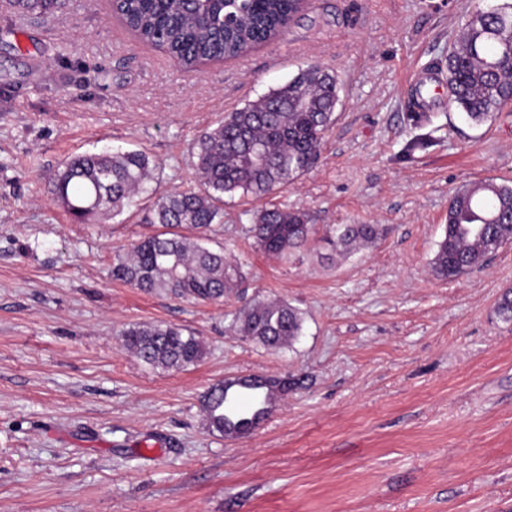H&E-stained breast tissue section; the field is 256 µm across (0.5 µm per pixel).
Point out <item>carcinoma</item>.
<instances>
[{
	"label": "carcinoma",
	"mask_w": 512,
	"mask_h": 512,
	"mask_svg": "<svg viewBox=\"0 0 512 512\" xmlns=\"http://www.w3.org/2000/svg\"><path fill=\"white\" fill-rule=\"evenodd\" d=\"M304 0H123L118 14L144 42L164 48L185 69L206 60L236 58L278 38ZM22 16H47L54 0H13ZM448 105L481 124L512 105V0H495L472 12L448 47ZM338 77L309 64L287 83L229 112L192 148L196 187L162 191L156 164L141 150H102L78 155L53 177L56 203L82 224L114 216L152 201L147 221L164 231L132 247L112 267V277L145 292L163 291L195 300L218 301L244 281L242 265L208 248L202 233L224 218V196L262 198L315 165L323 134L335 121ZM249 233L265 253L285 257L315 234L312 215L302 209L261 208ZM374 224H338L327 240L344 255L378 239ZM512 243V181L487 178L457 187L448 198V222L430 262L439 279L454 280L484 265ZM302 313L281 300H256L234 315V331L267 348L291 344L301 335ZM124 346L141 361L181 370L205 355L201 339L171 325L132 326ZM244 388L263 394L252 412L224 416L227 381L211 387L205 402L208 428L228 437L249 434L270 413L269 395L257 383Z\"/></svg>",
	"instance_id": "carcinoma-1"
}]
</instances>
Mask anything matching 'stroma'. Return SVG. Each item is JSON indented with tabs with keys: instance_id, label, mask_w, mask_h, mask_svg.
I'll use <instances>...</instances> for the list:
<instances>
[{
	"instance_id": "stroma-1",
	"label": "stroma",
	"mask_w": 512,
	"mask_h": 512,
	"mask_svg": "<svg viewBox=\"0 0 512 512\" xmlns=\"http://www.w3.org/2000/svg\"><path fill=\"white\" fill-rule=\"evenodd\" d=\"M479 0H309L275 41L178 66L139 41L112 0L52 15L0 10V512H512V244L453 281L430 268L448 197L512 180V112L476 126L437 69ZM311 63L340 81L315 167L272 201L315 217L281 259L248 235L263 200L224 205L214 241L242 288L219 303L146 293L112 277L160 232L148 200L93 224L54 200L51 176L103 148L145 151L162 188L195 182L190 149L225 113ZM374 224L336 255L326 231ZM299 308L302 334L269 350L235 334L252 300ZM193 331L206 355L155 370L131 326ZM237 375L287 382L266 420L209 431L203 396Z\"/></svg>"
}]
</instances>
